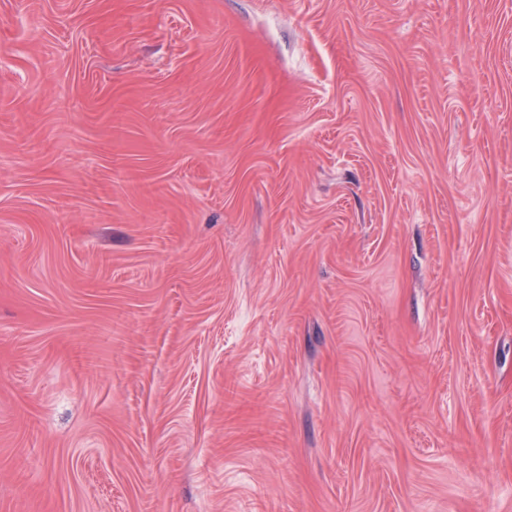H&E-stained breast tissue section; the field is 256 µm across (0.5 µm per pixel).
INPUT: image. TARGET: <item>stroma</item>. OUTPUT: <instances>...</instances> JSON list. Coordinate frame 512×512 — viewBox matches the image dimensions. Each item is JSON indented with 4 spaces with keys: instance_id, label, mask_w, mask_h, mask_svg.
I'll return each instance as SVG.
<instances>
[{
    "instance_id": "obj_1",
    "label": "stroma",
    "mask_w": 512,
    "mask_h": 512,
    "mask_svg": "<svg viewBox=\"0 0 512 512\" xmlns=\"http://www.w3.org/2000/svg\"><path fill=\"white\" fill-rule=\"evenodd\" d=\"M0 512H512V0H0Z\"/></svg>"
}]
</instances>
